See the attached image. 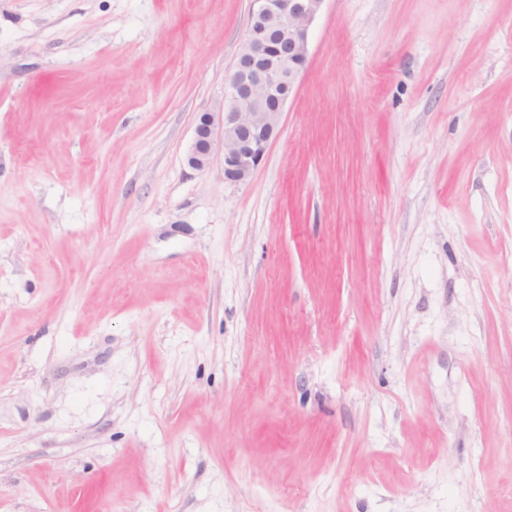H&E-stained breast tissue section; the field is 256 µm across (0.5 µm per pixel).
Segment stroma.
<instances>
[{"mask_svg":"<svg viewBox=\"0 0 512 512\" xmlns=\"http://www.w3.org/2000/svg\"><path fill=\"white\" fill-rule=\"evenodd\" d=\"M248 14L0 0V512H512V0H326L231 184Z\"/></svg>","mask_w":512,"mask_h":512,"instance_id":"1","label":"stroma"}]
</instances>
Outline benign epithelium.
<instances>
[{"mask_svg":"<svg viewBox=\"0 0 512 512\" xmlns=\"http://www.w3.org/2000/svg\"><path fill=\"white\" fill-rule=\"evenodd\" d=\"M249 24L224 81V101L200 116L188 164L221 152L224 181L241 184L263 162L310 55V30L326 0H249Z\"/></svg>","mask_w":512,"mask_h":512,"instance_id":"benign-epithelium-1","label":"benign epithelium"}]
</instances>
